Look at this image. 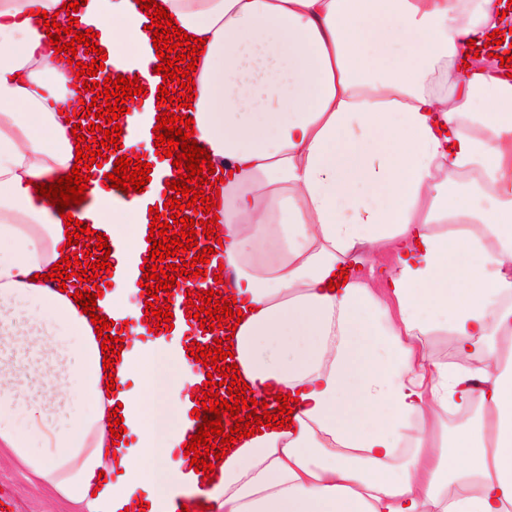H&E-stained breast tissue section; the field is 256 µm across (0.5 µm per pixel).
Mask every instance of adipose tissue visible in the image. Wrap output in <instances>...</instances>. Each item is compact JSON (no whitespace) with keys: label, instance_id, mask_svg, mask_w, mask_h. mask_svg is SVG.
I'll return each mask as SVG.
<instances>
[{"label":"adipose tissue","instance_id":"ef3b65f1","mask_svg":"<svg viewBox=\"0 0 512 512\" xmlns=\"http://www.w3.org/2000/svg\"><path fill=\"white\" fill-rule=\"evenodd\" d=\"M63 2L0 0V447L83 512H165L171 486L203 479L179 439L201 363L128 343L108 394L75 285L47 278L68 239L35 186L76 157L51 102L86 95L42 52L35 14L68 24ZM159 3L205 42L193 119L230 173L216 231L245 312L234 360L269 410L299 398L291 428L216 461L211 505L512 512V73L465 58L512 30L501 0ZM89 8L113 51L137 46L125 0ZM367 253L390 266L329 289ZM437 323L456 364L430 358ZM118 406L137 445L116 458ZM451 407L476 413L451 432Z\"/></svg>","mask_w":512,"mask_h":512}]
</instances>
